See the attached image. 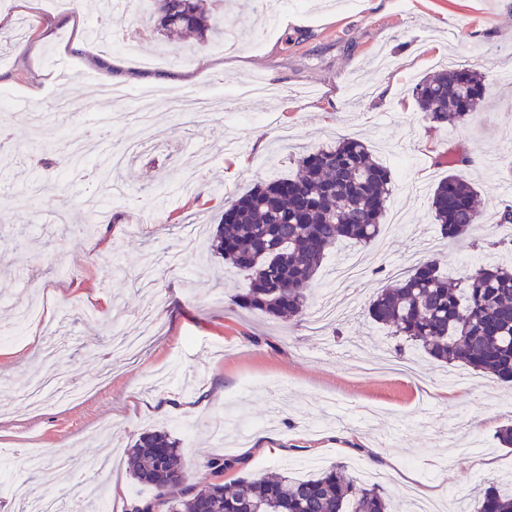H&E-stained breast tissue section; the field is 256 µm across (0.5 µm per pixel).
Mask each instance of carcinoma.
Instances as JSON below:
<instances>
[{
    "label": "carcinoma",
    "mask_w": 512,
    "mask_h": 512,
    "mask_svg": "<svg viewBox=\"0 0 512 512\" xmlns=\"http://www.w3.org/2000/svg\"><path fill=\"white\" fill-rule=\"evenodd\" d=\"M97 2L98 32L107 36L112 7L109 0ZM146 2V24L168 40L183 33L202 42L233 35L214 17L224 0ZM485 93L484 76L466 68L443 69L412 88L435 129L467 123ZM297 166L296 175L261 182L229 200L210 237L224 264L250 280L234 303L283 322L305 314L311 281L336 242L366 247L376 240L393 191L389 167L357 138L321 146L298 158ZM430 209L443 239L512 252L492 234L475 235L478 192L461 175L450 173L433 187ZM366 315L439 362H461L512 382V263L490 261L455 278L440 272L438 258H429L383 286ZM131 467L137 483L156 491L134 512L161 505L167 512H393L378 483L361 484L340 464L306 480L283 470L244 478L234 490L220 482L197 489L189 484L178 442L165 430L139 436ZM465 512H512V483L488 482Z\"/></svg>",
    "instance_id": "1"
}]
</instances>
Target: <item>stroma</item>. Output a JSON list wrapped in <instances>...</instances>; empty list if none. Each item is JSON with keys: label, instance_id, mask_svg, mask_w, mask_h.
<instances>
[{"label": "stroma", "instance_id": "obj_1", "mask_svg": "<svg viewBox=\"0 0 512 512\" xmlns=\"http://www.w3.org/2000/svg\"><path fill=\"white\" fill-rule=\"evenodd\" d=\"M264 0L229 11L237 48L212 53L188 38L181 57L163 53L136 8L116 13L113 28L130 46L99 44L93 0H0V89L18 91L0 123L10 148L0 152V484L40 485L26 454L43 466L105 459L95 506H109L112 475L125 497H154L136 483L128 456L140 434L164 429L179 442L190 481L236 487L240 477L289 469L307 477L335 464L351 475H376L398 512L435 487L439 512L473 497L477 488L512 473V448L496 433L512 425L499 402L512 383L457 366L451 371L423 352L395 350L386 328L365 309L390 268L407 271L439 257L443 273L459 275L485 260L468 244L446 243L433 223L429 195L451 172L474 184L484 209L481 231L503 235L495 213L512 203V0H286L268 19ZM83 49H74L75 40ZM448 66L483 73L486 97L467 124L430 129L412 88ZM70 83L58 79L61 72ZM257 80L272 95L236 104V83ZM119 85L155 90L157 137L123 169L124 199L93 210V188L74 159L57 149L50 129L34 131L15 114L52 104L64 94L83 105L68 134L93 132L107 120L110 135L95 153L106 167L135 137L121 118L136 101L106 100ZM223 88L228 108L243 117L174 112L173 92L196 97ZM341 137L368 141L391 167L394 189L384 224L369 247L333 246L316 273L309 300L317 310L334 271L350 259L363 282L337 290L340 321L311 334L304 319L288 324L233 302L247 282L209 250L224 203L275 175L296 170L300 154ZM473 158L458 167L454 156ZM46 320L16 336L26 308ZM63 349L62 361L81 399L24 406L29 379L46 368L31 334ZM175 407L164 408L166 399ZM239 464L216 476V455ZM466 477L446 480L448 471Z\"/></svg>", "mask_w": 512, "mask_h": 512}]
</instances>
